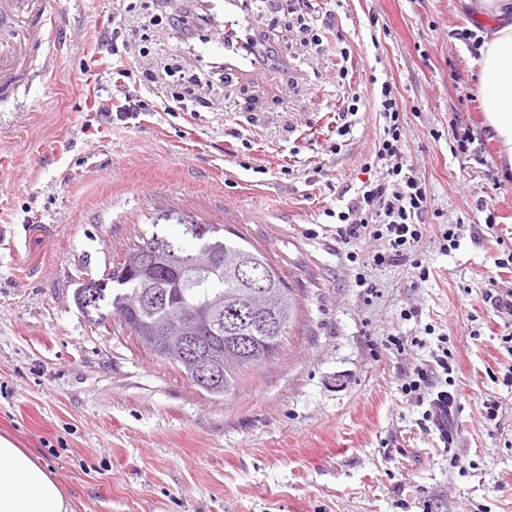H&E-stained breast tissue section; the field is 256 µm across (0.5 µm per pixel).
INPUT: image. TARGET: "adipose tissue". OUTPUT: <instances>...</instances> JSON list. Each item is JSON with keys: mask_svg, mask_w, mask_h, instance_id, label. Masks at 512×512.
Wrapping results in <instances>:
<instances>
[{"mask_svg": "<svg viewBox=\"0 0 512 512\" xmlns=\"http://www.w3.org/2000/svg\"><path fill=\"white\" fill-rule=\"evenodd\" d=\"M476 4L486 30L470 64L484 104L485 127L512 168V0H463ZM0 512H71L54 474L30 449L0 435Z\"/></svg>", "mask_w": 512, "mask_h": 512, "instance_id": "obj_1", "label": "adipose tissue"}]
</instances>
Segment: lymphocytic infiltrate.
Instances as JSON below:
<instances>
[{
  "mask_svg": "<svg viewBox=\"0 0 512 512\" xmlns=\"http://www.w3.org/2000/svg\"><path fill=\"white\" fill-rule=\"evenodd\" d=\"M269 12L288 10L295 20L300 42L315 52H323L324 39L336 25L332 12L317 15L312 0H264ZM195 17L191 11L180 13H154L149 15L142 26L140 39L136 44L138 57L153 55L154 37L160 30L192 29ZM163 73L169 78L172 91L163 100L164 111L203 112L210 107V100L202 95L204 78L186 74L181 64L168 63ZM373 107L382 124L383 134L373 152V164L386 170L384 178L363 183L353 198L340 210L325 209L326 217L336 221V239L348 245L347 261L353 263L355 283L361 288H370L365 271L369 266H407L419 279H427L429 268L422 260L416 259L415 249L427 234L425 215L429 209V198L425 183L417 176L405 155L403 107L390 81H382L372 88ZM450 152L473 160L483 166L487 179H494L495 173L485 157L482 137L460 118H452L450 124ZM379 241L380 246L368 254L353 251L352 246L365 239ZM448 356L435 355L432 364L414 367L409 382L402 386L404 395L425 399L423 391L431 387L436 370L447 369ZM448 391H437L435 398L425 399L429 407L424 413L425 420L440 424L441 417L448 411Z\"/></svg>",
  "mask_w": 512,
  "mask_h": 512,
  "instance_id": "obj_1",
  "label": "lymphocytic infiltrate"
}]
</instances>
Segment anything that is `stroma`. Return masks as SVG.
<instances>
[{"label":"stroma","mask_w":512,"mask_h":512,"mask_svg":"<svg viewBox=\"0 0 512 512\" xmlns=\"http://www.w3.org/2000/svg\"><path fill=\"white\" fill-rule=\"evenodd\" d=\"M249 2L231 17L271 45L273 62L242 60L228 74L206 27L161 33L165 57L224 73L209 93L216 111L163 112L155 97L152 111L111 123L103 108L134 86L112 73L130 57L99 43L121 0H46L53 70L0 98V434L53 471L74 512H512V353L482 301L502 248L475 230L488 201L512 249V176L493 141L495 182L449 150L453 113L483 129L472 43L459 37L476 19L458 0H313L336 14L318 55L287 16ZM345 43L362 99L334 153ZM373 75L389 76L403 102L428 223L466 227L452 252L435 236L419 243L429 279L370 268L369 295L322 207L364 178L381 133ZM169 211L245 238L291 292L278 354L221 398L118 323L90 327L74 301L86 275L166 233L155 220ZM392 334L407 339L403 353L384 349ZM442 342L456 401L440 431L401 386Z\"/></svg>","instance_id":"obj_1"}]
</instances>
